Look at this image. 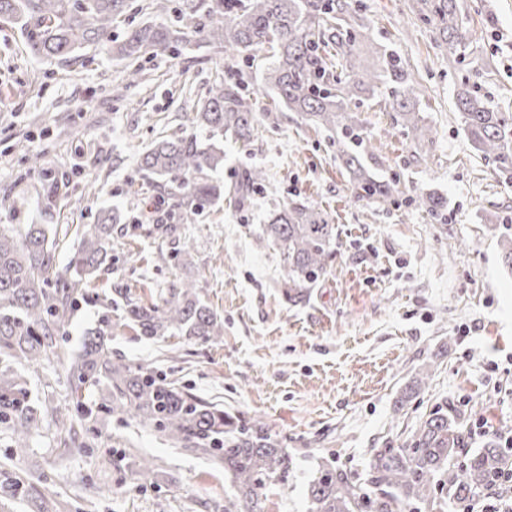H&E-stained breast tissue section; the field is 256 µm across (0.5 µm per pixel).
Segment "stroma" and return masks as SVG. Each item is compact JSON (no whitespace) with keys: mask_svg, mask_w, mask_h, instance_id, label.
I'll return each mask as SVG.
<instances>
[{"mask_svg":"<svg viewBox=\"0 0 512 512\" xmlns=\"http://www.w3.org/2000/svg\"><path fill=\"white\" fill-rule=\"evenodd\" d=\"M470 45L458 72L491 108L512 113V0H462ZM368 42L392 51L421 84L419 108L431 140L411 143L378 99L349 103L379 177H399L408 195L448 200V221L432 223L408 204L358 198L329 132L274 108L262 71L196 39L180 56L157 52L144 80L111 94L127 70L100 50L70 66L33 58L16 30L0 26V224H46L55 263L65 268L100 209L119 210L112 259L86 284L68 332L38 374L32 396L50 405L25 453L11 455L0 426V481H54L65 512H221L236 487L209 459L121 415L103 429L65 417L68 359L102 316L112 352L163 372L177 387L241 418L258 417L286 442L292 465L266 489V512H309L319 466L368 484L373 449L404 445L416 424L450 404L464 416V453L512 429V268L502 233H512V183L485 164L462 131L446 49L420 21L413 0H360ZM240 83L257 112L248 143L221 140L215 176L232 189L248 166L270 182L245 201H222L186 216L140 170L157 137L189 131L185 107L216 75ZM38 166H31V158ZM61 188L52 217L40 214L46 180ZM97 193H89L88 181ZM320 205L336 226L335 254L306 302L284 295L275 248L256 237L269 211L291 201ZM497 223L489 224L485 215ZM168 232H158V225ZM188 254L174 259L183 243ZM182 280L224 323L221 342L193 345L173 335L142 337L124 318L119 291L146 302ZM154 459L142 479L133 462Z\"/></svg>","mask_w":512,"mask_h":512,"instance_id":"35a3bbf8","label":"stroma"}]
</instances>
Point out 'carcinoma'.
Masks as SVG:
<instances>
[{"label":"carcinoma","instance_id":"obj_1","mask_svg":"<svg viewBox=\"0 0 512 512\" xmlns=\"http://www.w3.org/2000/svg\"><path fill=\"white\" fill-rule=\"evenodd\" d=\"M419 19L432 27L451 53L466 47L469 31L459 0H417ZM158 25H147L120 38L113 29L131 8V0H0V23L19 32L36 58L63 65L90 49H106L131 67L122 97L138 85L141 66L133 62L167 51L176 56L194 38L224 47V52L273 50L275 61L264 81L274 92L275 106L301 114L317 128L336 132L332 146L350 173L358 197L381 206L396 205L404 195L397 177L378 178L364 165L366 145L361 126L348 103L389 97L392 121L412 142L432 133L422 123L420 85L392 53H383L370 71L357 64L358 46L367 38L358 23L353 0H151ZM455 108L463 132L481 159L498 174L512 179V113L491 109L471 89L468 78L454 89ZM191 127L208 132L205 143L191 134L162 137L139 157L141 168L169 187L172 207L197 211L224 198V183L207 172L224 165V149L211 143L218 135L247 142L256 114L238 83L221 76L206 95L192 104ZM261 167L246 169L235 193L245 197L263 186ZM408 203L443 223L448 199L417 194ZM119 214L103 211L94 228L84 234L64 271L53 264L52 242L42 224L22 229L0 225V424L10 430L12 456L23 453L43 420L39 405L27 390L25 372H36L56 354L82 296L112 251V229ZM258 245L278 247L285 270L288 301L300 303L307 288L326 272L336 244V225L317 205L291 201L271 212L256 237ZM128 319L142 335L152 338L177 331L190 341L216 343L224 324L203 303L193 285L182 281L168 289L160 303L144 305L124 296ZM112 324L85 339L70 363L71 403L85 410V392H99L98 412L129 415L185 448L208 454L231 474L237 493L224 500L223 512H265L264 490L284 475L290 458L281 442L259 420L242 421L230 413L174 386L141 364L112 357ZM19 364L23 370L14 368ZM462 443L459 412L439 408L414 430L401 448H378L370 461L371 481L384 488L371 500L374 512H402L412 504L431 501L438 488L464 504L493 487L501 474H512L509 450L491 440L457 464L452 459ZM28 493L20 480L0 481V498ZM37 512H52L54 490L48 482L34 489ZM309 512H360L364 496L342 471L324 468L309 486Z\"/></svg>","mask_w":512,"mask_h":512}]
</instances>
